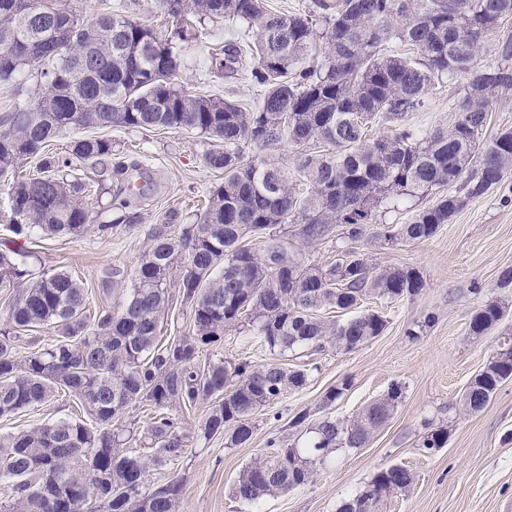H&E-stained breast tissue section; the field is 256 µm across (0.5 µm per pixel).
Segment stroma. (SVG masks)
<instances>
[{"mask_svg": "<svg viewBox=\"0 0 512 512\" xmlns=\"http://www.w3.org/2000/svg\"><path fill=\"white\" fill-rule=\"evenodd\" d=\"M231 39L243 43L251 36L221 21L199 27L196 38L184 46L178 82L247 107L259 99L261 88L250 82L247 72L218 73L209 57ZM104 134L114 150L152 176L153 184L138 205L140 223L122 224L106 234L92 227L76 238L37 233L23 243L34 275L71 271L88 284L89 302L96 308L124 300L151 225L171 209L180 211L184 223H195L206 194L223 180L205 162L206 154L218 146L215 140L173 129L108 127ZM363 253L376 269L418 270L425 284L421 294L391 304L368 301V308L387 319L383 333L353 351L318 356L303 389L286 392L255 412L249 444L234 446L222 436L205 439L199 434L203 410L183 412L189 450L174 468L155 471L148 488L164 483L170 474L182 476L181 512H338L376 471L398 464L411 470L414 484L407 493L389 497L381 512H512V380L479 412L467 413L458 405L500 342L495 333L474 339L468 325L473 308L498 297V279L512 269V175L488 194L471 199L433 238L395 246L372 243ZM428 314L435 315V322L420 328ZM396 384L402 399L366 447L338 452L313 482L258 505L233 498L231 486L238 473L269 441L284 446L296 438L295 416L305 413L313 422L326 414L348 419ZM339 386L343 394L324 406L325 394ZM83 415L74 398L63 394L40 411L0 420V432ZM427 420L448 429L445 447L431 456L416 446Z\"/></svg>", "mask_w": 512, "mask_h": 512, "instance_id": "obj_1", "label": "stroma"}]
</instances>
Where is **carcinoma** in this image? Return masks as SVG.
I'll list each match as a JSON object with an SVG mask.
<instances>
[{
    "label": "carcinoma",
    "mask_w": 512,
    "mask_h": 512,
    "mask_svg": "<svg viewBox=\"0 0 512 512\" xmlns=\"http://www.w3.org/2000/svg\"><path fill=\"white\" fill-rule=\"evenodd\" d=\"M174 28L159 33L119 13L87 18L58 0H0V84L18 98L0 114V180L8 211H0L17 236L39 230L77 237L98 216L83 201L86 184L72 175L85 163L105 180L124 182L137 169L112 150V139L71 141L64 155L50 142L71 129L112 127L181 129L224 146L206 155L224 173L209 192L195 224H180L176 210L148 231L125 299L117 307H87L88 288L67 271L31 279L29 253L0 250V420L38 409L59 391L75 397L88 420L59 418L0 434V485L9 488L0 512H178L183 481L173 475L152 491L148 475L174 464L189 436L175 412L201 406L200 431L224 435L234 445L250 441L252 416L289 390L303 388L309 369L275 361L235 366L205 357L224 333H246L271 353L311 357L349 352L384 331L379 311L361 309L376 296L388 302L418 296L424 282L409 267L368 266L361 247L421 242L473 198L512 173V128L487 140L489 112L512 93V37L501 35L496 60L483 64V45L512 18V0H314L307 14L276 13L263 0H161ZM222 18L253 34L252 42L224 45L229 64L251 60L252 81L263 88L246 108L233 99L193 93L175 82L183 44L193 24ZM86 49L66 55L65 44ZM461 85L449 111L457 123L409 125L443 80ZM286 113L288 125L274 118ZM391 133L365 142L375 123ZM282 141L297 147L294 165L309 184L296 195L281 169L243 147L258 150ZM324 142L329 153L308 146ZM37 161L40 175L21 168ZM439 191L435 203L407 224H382L381 210ZM110 198L101 232L138 223L131 197ZM344 259L306 267L299 245L331 237ZM178 281L184 325L162 344L173 306L170 275ZM356 311L338 323L323 310ZM505 303L492 299L474 309L469 335L478 339L500 323ZM51 325L58 338L22 355L20 332ZM512 379V336L471 379L462 398L470 412L484 408ZM402 395L395 386L350 419L324 416L309 438L270 447L246 465L232 486L243 504L284 494L314 480L338 450L365 447L392 417ZM149 411L148 448L133 453L120 420ZM448 429L424 424L419 447L433 454ZM414 475L401 465L378 470L339 512H378L381 498L404 494Z\"/></svg>",
    "instance_id": "cac0c4a2"
}]
</instances>
